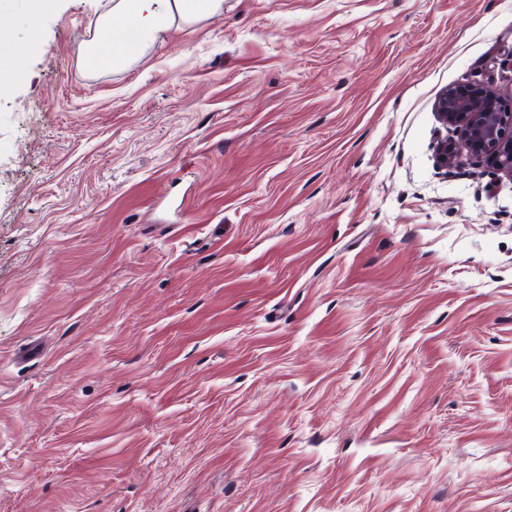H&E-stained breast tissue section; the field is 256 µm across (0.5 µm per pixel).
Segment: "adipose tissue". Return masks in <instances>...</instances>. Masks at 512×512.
<instances>
[{"label":"adipose tissue","mask_w":512,"mask_h":512,"mask_svg":"<svg viewBox=\"0 0 512 512\" xmlns=\"http://www.w3.org/2000/svg\"><path fill=\"white\" fill-rule=\"evenodd\" d=\"M223 13L224 0H109L82 56L94 69H122L143 56L162 35Z\"/></svg>","instance_id":"ef3b65f1"}]
</instances>
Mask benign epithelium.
<instances>
[{"label": "benign epithelium", "mask_w": 512, "mask_h": 512, "mask_svg": "<svg viewBox=\"0 0 512 512\" xmlns=\"http://www.w3.org/2000/svg\"><path fill=\"white\" fill-rule=\"evenodd\" d=\"M435 111L438 122L451 131L436 143L439 168L453 167L465 156L512 180V102L494 85L492 71L444 90Z\"/></svg>", "instance_id": "obj_1"}]
</instances>
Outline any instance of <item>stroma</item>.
Wrapping results in <instances>:
<instances>
[{
  "label": "stroma",
  "mask_w": 512,
  "mask_h": 512,
  "mask_svg": "<svg viewBox=\"0 0 512 512\" xmlns=\"http://www.w3.org/2000/svg\"><path fill=\"white\" fill-rule=\"evenodd\" d=\"M0 0V512H512V181L439 169L512 0H224L129 67Z\"/></svg>",
  "instance_id": "1"
}]
</instances>
